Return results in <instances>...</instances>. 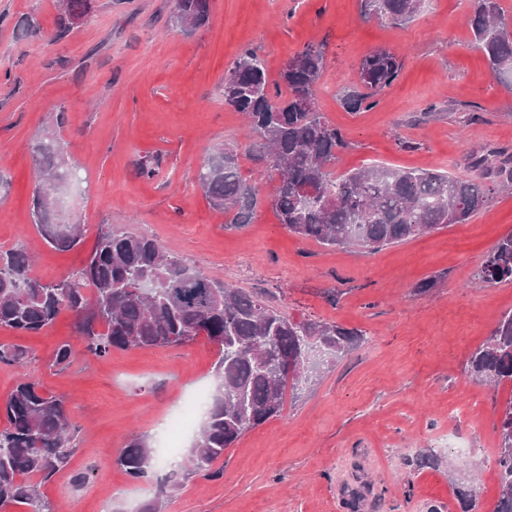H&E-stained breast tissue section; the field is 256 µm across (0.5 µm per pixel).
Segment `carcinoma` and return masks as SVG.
Segmentation results:
<instances>
[{
	"label": "carcinoma",
	"mask_w": 512,
	"mask_h": 512,
	"mask_svg": "<svg viewBox=\"0 0 512 512\" xmlns=\"http://www.w3.org/2000/svg\"><path fill=\"white\" fill-rule=\"evenodd\" d=\"M92 0H60L58 29L91 12ZM467 18L490 70L512 76V19L500 0H472ZM422 0H361L362 16L377 15L396 25L411 21ZM211 0H175L174 23L191 33L205 26ZM325 44H307L284 64L270 85L256 49H242L224 73V102L245 115L256 139L254 159L278 175L271 196L279 222L289 232L324 246L374 251L450 224H465L483 211L493 191L512 188V155L490 149L470 158L474 175L398 169L370 164L336 174V151L349 146L341 129L318 107ZM402 60L385 48L366 54L358 84L342 103L352 112L377 105L376 97L400 76ZM41 180L32 199L34 223L55 248H74L82 226L63 221L59 194L72 176L63 148L47 131L32 146ZM211 204L233 212L231 223H249L258 188L239 169L236 150L207 155L198 174ZM31 256L20 246L0 247V328L21 336L37 334L66 310L75 318L86 351L103 357L113 350L181 345L203 334L219 348L215 386L200 416L185 464L170 470L157 496L140 512H161L162 498L191 474L209 473L249 429L282 414L287 392H296L350 351L360 333L335 323L296 321L246 292L168 258L154 239L117 226L100 232L83 268L45 283L30 274ZM478 277L512 283V236L488 255ZM29 350L0 344V364H22ZM470 375L499 386L512 383V310L470 358ZM0 429V506L53 512L41 485L64 469L74 450L77 426L63 401L20 380L3 408ZM496 460L500 496L494 512H512V398L499 411ZM136 481L152 478L153 448L131 439L119 458Z\"/></svg>",
	"instance_id": "cac0c4a2"
}]
</instances>
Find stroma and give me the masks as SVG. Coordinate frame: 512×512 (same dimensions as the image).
<instances>
[{"label":"stroma","instance_id":"35a3bbf8","mask_svg":"<svg viewBox=\"0 0 512 512\" xmlns=\"http://www.w3.org/2000/svg\"><path fill=\"white\" fill-rule=\"evenodd\" d=\"M174 0H93L91 13L59 33L57 0H0V246L23 245L33 276L51 282L79 269L101 225L151 237L165 252L273 305L297 321L362 331L361 342L288 399L282 416L254 427L209 476H193L162 512H351L348 489L372 484L359 512H464L467 478L478 512H493L500 405L512 385L468 374L469 359L512 310V283L478 281L497 243L512 234V192L493 194L465 224L373 252L301 239L279 223L274 182L251 157L243 119L225 104L224 72L256 48L270 78L306 43L325 45L319 107L349 142L336 173L371 163L471 175L487 146L512 150V86L494 75L467 24L471 0H426L411 22L363 18L360 0H212L208 24L176 26ZM38 31H30L29 19ZM385 48L403 61L377 106L342 104L362 58ZM436 105L437 116L423 112ZM55 128L76 177L64 219L83 225L78 246L59 251L33 221L37 181L31 146ZM236 146L259 193L249 223L213 208L198 185L204 157ZM157 160L156 174L137 162ZM435 286L419 292L421 282ZM0 343L26 346L27 363L0 365V403L21 377L63 399L78 427L66 470L41 493L55 512H139L157 494L117 460L136 436L160 448L158 422L214 380L218 349L206 336L183 346L84 350L74 318ZM71 365L54 368L61 344ZM436 455L438 465L421 463Z\"/></svg>","mask_w":512,"mask_h":512}]
</instances>
